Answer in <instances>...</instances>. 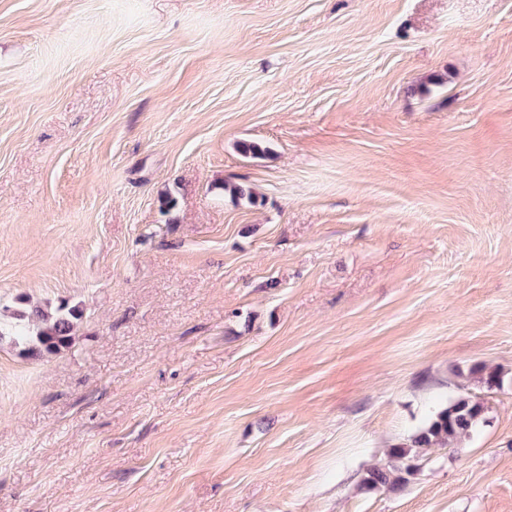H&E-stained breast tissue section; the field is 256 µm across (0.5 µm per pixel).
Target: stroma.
<instances>
[{"label": "stroma", "mask_w": 512, "mask_h": 512, "mask_svg": "<svg viewBox=\"0 0 512 512\" xmlns=\"http://www.w3.org/2000/svg\"><path fill=\"white\" fill-rule=\"evenodd\" d=\"M22 298L83 317L0 343V512H512V0H0ZM22 303L23 308L0 312V341L9 336L22 354L35 359L59 356L73 346L82 317L76 306ZM469 375L487 388L499 387L504 380V374L498 368L486 364H475L469 369ZM486 407L468 394H458L440 406L406 443L392 447L389 461L369 470L361 481L365 491L397 493L417 469L421 453L430 448H461L486 421Z\"/></svg>", "instance_id": "stroma-1"}]
</instances>
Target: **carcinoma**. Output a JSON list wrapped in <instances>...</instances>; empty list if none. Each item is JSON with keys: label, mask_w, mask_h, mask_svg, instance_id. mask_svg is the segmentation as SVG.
<instances>
[{"label": "carcinoma", "mask_w": 512, "mask_h": 512, "mask_svg": "<svg viewBox=\"0 0 512 512\" xmlns=\"http://www.w3.org/2000/svg\"><path fill=\"white\" fill-rule=\"evenodd\" d=\"M81 311L61 303L50 305L24 302V307L0 312V340L9 337L22 348V354L48 359L68 351L76 339ZM469 375L487 388L503 383L504 374L496 367L475 364ZM486 421L484 404L467 394H459L440 406L407 442L392 447L389 461L369 470L361 481L365 491L385 489L397 493L417 469L421 453L430 448H460Z\"/></svg>", "instance_id": "carcinoma-1"}]
</instances>
